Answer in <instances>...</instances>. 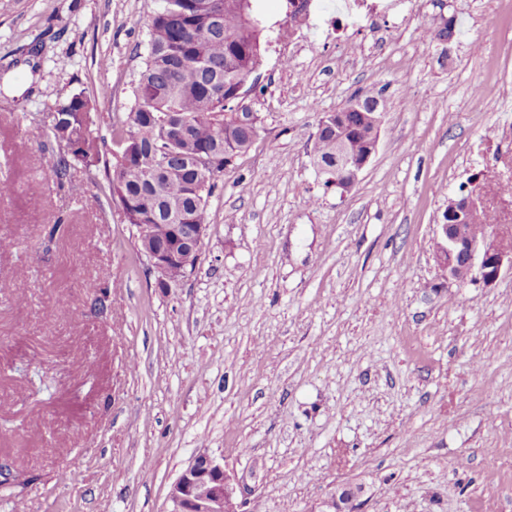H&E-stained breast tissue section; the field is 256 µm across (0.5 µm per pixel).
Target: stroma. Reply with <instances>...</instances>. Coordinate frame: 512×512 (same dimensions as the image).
<instances>
[{"label": "stroma", "instance_id": "stroma-1", "mask_svg": "<svg viewBox=\"0 0 512 512\" xmlns=\"http://www.w3.org/2000/svg\"><path fill=\"white\" fill-rule=\"evenodd\" d=\"M340 2L281 43L288 0H255L261 129L165 288L108 188L159 0H0V465L20 478L0 512H167L203 451L245 512H314L341 484L363 512H512V272L456 284L435 261L449 196L512 183V12L399 0L375 30ZM361 89L383 131L343 195L314 134ZM80 91L101 162L60 178L54 109Z\"/></svg>", "mask_w": 512, "mask_h": 512}]
</instances>
